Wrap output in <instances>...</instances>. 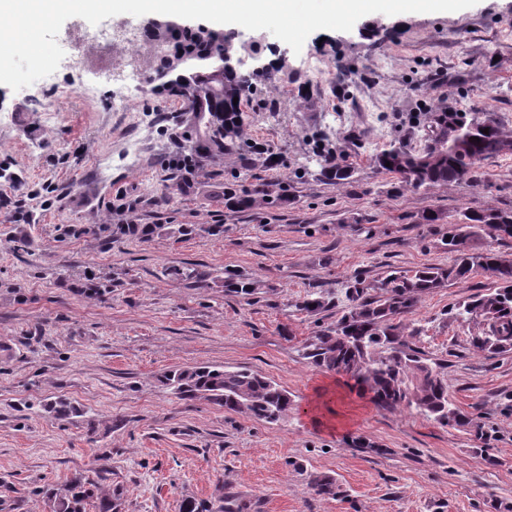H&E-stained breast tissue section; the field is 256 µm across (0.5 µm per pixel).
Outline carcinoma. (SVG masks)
Instances as JSON below:
<instances>
[{
  "label": "carcinoma",
  "instance_id": "1",
  "mask_svg": "<svg viewBox=\"0 0 512 512\" xmlns=\"http://www.w3.org/2000/svg\"><path fill=\"white\" fill-rule=\"evenodd\" d=\"M171 47L189 44L199 65L187 78L174 82L170 94L181 103V111L193 121L197 140L192 150L209 157L241 148L244 124L233 98L243 95L240 75L207 63L220 50L235 49L231 40L223 45L197 41L168 33ZM428 123L433 136L422 149L392 145L371 158L381 173L397 176L406 189H429L448 183L467 182L479 162L512 154V132L489 113L431 112ZM489 133H483L484 129ZM479 141H473V138ZM390 166H385V163ZM319 176L338 186L352 183L353 170L335 154L316 159ZM153 224L117 226V232L147 237ZM443 245L448 266L423 265L413 270H391L373 292L358 280L347 284V303L341 315L305 340L301 357L307 364L345 377L362 387L376 408L407 409L417 415L463 430L478 440L488 431L481 417L462 410L449 397L444 366L428 358L412 342L420 331L405 337L401 318L412 314L423 296L454 281L481 271L496 280L497 287L469 296L448 309V315L467 326L468 344L475 354L494 357L512 352V258L487 249L476 251L472 242L484 236L512 239V211L487 209L463 211L448 228ZM228 291L242 296L254 294L253 283L236 274L224 280ZM330 300L309 292L295 303L297 310L315 314L329 308ZM161 385L182 399L203 398L227 412L244 413L261 422H275L288 412L292 400L274 380L241 367L188 366L162 375ZM311 490L323 498H334L337 486L329 476H312ZM45 512H122L123 492L105 486L83 473L65 483L41 490ZM251 503L238 494L222 491L212 501L186 498L180 512H250Z\"/></svg>",
  "mask_w": 512,
  "mask_h": 512
}]
</instances>
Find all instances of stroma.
<instances>
[{
    "instance_id": "35a3bbf8",
    "label": "stroma",
    "mask_w": 512,
    "mask_h": 512,
    "mask_svg": "<svg viewBox=\"0 0 512 512\" xmlns=\"http://www.w3.org/2000/svg\"><path fill=\"white\" fill-rule=\"evenodd\" d=\"M380 20L388 40L318 30L298 53L268 31L224 25L274 67L243 114L260 150L205 161L187 188L163 163L195 129L146 70L106 82V53L93 48L46 81L0 84V191L20 178L37 215L13 224L0 213V512H43L40 489L79 471L121 486L124 512H178L222 487L255 512H512V354H473L448 317L494 278L436 289L405 320L488 441L366 396L349 401L345 378L299 355L339 316L348 281L447 265L442 241L460 211H512V155L482 162L469 182L417 191L370 164L391 144L423 148L430 112H490L512 131V0ZM117 98L124 111H113ZM327 151L353 167L352 184L320 179L315 155ZM228 188L253 208L226 207ZM120 200L158 233L106 231ZM432 212L439 221L424 222ZM186 224L224 232L179 234ZM231 273L255 294L227 292ZM310 291L330 307L297 311ZM197 364L261 373L293 405L263 423L160 387L167 371ZM327 390L331 424L317 426L310 410ZM60 398L74 408L64 420L48 408ZM359 435L374 449L352 447ZM311 473L334 478L339 496L314 495Z\"/></svg>"
}]
</instances>
